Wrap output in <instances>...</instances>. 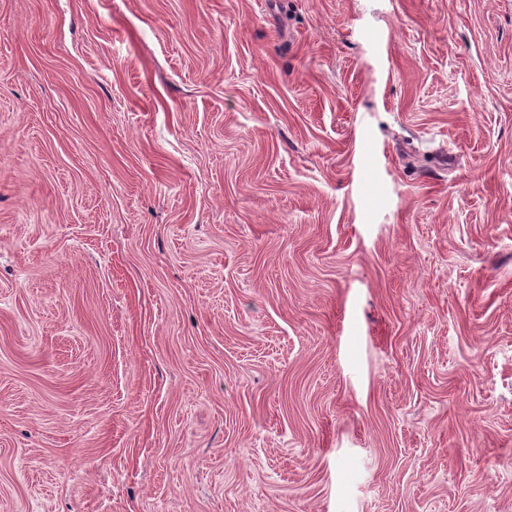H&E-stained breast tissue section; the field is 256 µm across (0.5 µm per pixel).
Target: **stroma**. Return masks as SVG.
I'll list each match as a JSON object with an SVG mask.
<instances>
[{
    "instance_id": "obj_1",
    "label": "stroma",
    "mask_w": 512,
    "mask_h": 512,
    "mask_svg": "<svg viewBox=\"0 0 512 512\" xmlns=\"http://www.w3.org/2000/svg\"><path fill=\"white\" fill-rule=\"evenodd\" d=\"M0 512H512V0H0Z\"/></svg>"
}]
</instances>
